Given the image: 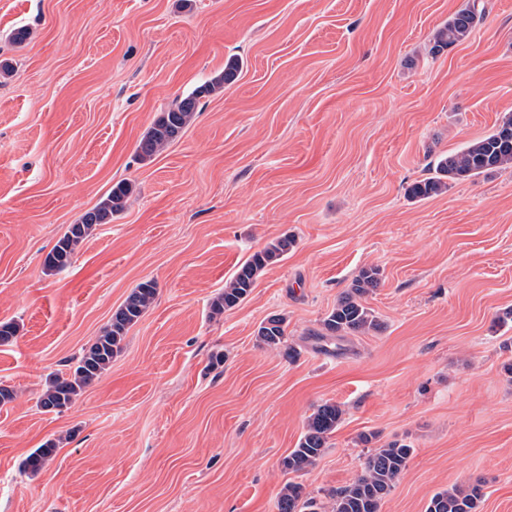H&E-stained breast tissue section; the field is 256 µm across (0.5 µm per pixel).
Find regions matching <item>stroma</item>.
<instances>
[{"label": "stroma", "mask_w": 512, "mask_h": 512, "mask_svg": "<svg viewBox=\"0 0 512 512\" xmlns=\"http://www.w3.org/2000/svg\"><path fill=\"white\" fill-rule=\"evenodd\" d=\"M471 2L0 0V322L18 326L0 345L15 392L0 512H278L290 482L324 504L393 440L413 454L381 512H425L478 479V512H512V169L407 195L434 156L512 112V0H481L468 39L431 51ZM231 58L238 79L141 161L160 112ZM121 181L124 209L46 271ZM286 235L288 254L212 315ZM368 267L378 329L325 335ZM146 280L156 299L111 366L68 409H41L48 378ZM275 315L286 336L269 348L257 328ZM325 402L343 415L323 455L284 469ZM294 239L280 238L262 252L255 253L239 267L232 279L224 285V292L211 303V313L218 315L244 300L254 288L259 273L269 264L279 260L294 246Z\"/></svg>", "instance_id": "35a3bbf8"}]
</instances>
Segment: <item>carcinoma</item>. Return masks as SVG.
<instances>
[{"instance_id":"cac0c4a2","label":"carcinoma","mask_w":512,"mask_h":512,"mask_svg":"<svg viewBox=\"0 0 512 512\" xmlns=\"http://www.w3.org/2000/svg\"><path fill=\"white\" fill-rule=\"evenodd\" d=\"M482 17L478 0L458 11L448 24L435 35V49L465 41ZM239 70V61L230 58L224 71L189 94L176 99L153 123L137 145L141 160L151 161L163 149L177 141L194 118L200 99L221 92L224 85L233 81ZM512 168V113L506 112L499 124L489 134L471 141L461 148L438 156L429 163L433 176L414 183L409 194L414 199H426L448 188V182L469 180L494 169ZM131 191L130 184L112 186L107 196L80 221L69 225L45 258L46 270L53 271L71 264L79 245L99 224H107L112 215L123 210ZM294 246V239L280 238L239 267L232 279L224 285V292L211 303V313L218 315L244 300L254 288L259 273L269 264L279 260ZM380 270L363 269L352 280L350 287L336 303V307L323 320V328L332 336L343 338L357 335L376 327L370 310L361 298L376 287ZM157 295L154 282L145 281L134 288L123 304L112 314V322L102 335L77 359L70 374L54 375L39 399V406L47 411L60 412L72 405L76 396L86 386L97 380L112 364V358L122 350V343L129 328L147 312ZM285 336V321L271 317L263 321L258 330V341L270 348L278 347ZM342 410L335 403H323L309 417L306 430L297 448L284 458L283 466L291 472H300L314 465L322 456L327 439L339 424ZM55 444L48 442L33 451L26 461L27 469L36 473L54 454ZM412 448L397 441L389 442L370 452L361 473L348 485L329 494L328 512H380L384 497L406 468ZM483 498L482 482L465 489L435 493L429 500L426 512H476ZM278 512H320L314 499L305 496L298 483L287 484L277 502Z\"/></svg>"}]
</instances>
